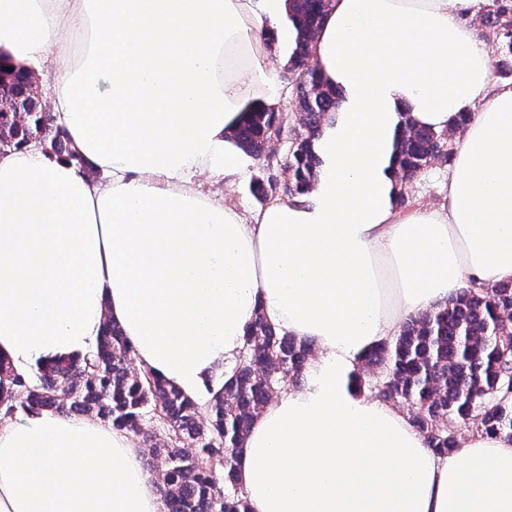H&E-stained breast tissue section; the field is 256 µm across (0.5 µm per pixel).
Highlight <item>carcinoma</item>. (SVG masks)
<instances>
[{
	"instance_id": "obj_1",
	"label": "carcinoma",
	"mask_w": 512,
	"mask_h": 512,
	"mask_svg": "<svg viewBox=\"0 0 512 512\" xmlns=\"http://www.w3.org/2000/svg\"><path fill=\"white\" fill-rule=\"evenodd\" d=\"M330 6V0L291 3L289 19L300 30L288 61L299 69L291 109L300 113V128H289L288 113L256 105L235 132L242 150L258 159L277 156L287 140L279 174L251 179L249 190L262 204L304 194L317 179L322 161L314 145L338 110L339 93L305 63ZM477 16L500 50L494 76L511 78L512 0L481 3ZM0 98L6 101L0 147L36 137L51 153L80 159L65 129L44 111L30 74L0 65ZM453 156L448 131L405 121L396 205L411 207L413 183L434 165L448 167ZM313 353L312 342L256 315L231 376L203 409L150 369L129 367L134 348L117 324L107 322L96 349L83 357L39 365L27 375L0 359V378L12 383L9 394H0V406L7 415H87L133 434L146 448L163 512H250L237 478L242 441L278 393L304 383ZM351 384L380 401L412 407L413 425L441 454L453 452L460 430L470 426L511 437L512 282L479 293L461 288L446 302L410 315L396 336L359 357Z\"/></svg>"
}]
</instances>
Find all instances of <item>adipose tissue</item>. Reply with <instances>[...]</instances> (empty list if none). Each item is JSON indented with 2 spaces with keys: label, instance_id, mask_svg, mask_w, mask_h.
Listing matches in <instances>:
<instances>
[{
  "label": "adipose tissue",
  "instance_id": "obj_1",
  "mask_svg": "<svg viewBox=\"0 0 512 512\" xmlns=\"http://www.w3.org/2000/svg\"><path fill=\"white\" fill-rule=\"evenodd\" d=\"M478 0H331L311 61L341 93L309 193L245 215L232 131L277 109L267 48L287 0H0V63L59 74L73 161L0 155V358L81 357L104 319L141 365L208 402L256 313L323 355L255 420L239 456L250 512H512V440L441 455L408 414L357 392L358 358L460 288L512 281V84L469 23ZM467 116L436 206L400 210L402 118ZM0 512H163L132 434L88 416L0 420Z\"/></svg>",
  "mask_w": 512,
  "mask_h": 512
}]
</instances>
